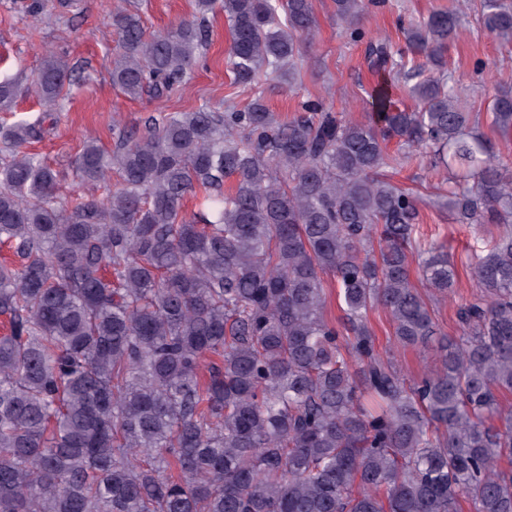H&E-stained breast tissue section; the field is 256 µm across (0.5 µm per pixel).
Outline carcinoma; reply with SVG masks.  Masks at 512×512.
I'll return each instance as SVG.
<instances>
[{
  "instance_id": "1",
  "label": "carcinoma",
  "mask_w": 512,
  "mask_h": 512,
  "mask_svg": "<svg viewBox=\"0 0 512 512\" xmlns=\"http://www.w3.org/2000/svg\"><path fill=\"white\" fill-rule=\"evenodd\" d=\"M332 3L364 40L365 0ZM15 5L35 18L82 8ZM217 12L231 84L252 102L151 115L110 155L84 142L74 176L101 196L61 199L59 173L26 151L43 119L0 126L12 251L0 263V512H512V409L499 400L512 393V166L448 74L457 15L409 21L403 50L369 40V68L411 83L415 101L401 109L379 91L373 123L322 99L287 119L263 103L260 77L288 84L301 68L311 0H194L151 36L120 3L112 85L130 98L184 85ZM481 21L512 41V7L481 0ZM70 71L43 53L32 87L45 116L67 100ZM17 99L1 80L0 112ZM490 114L511 133L512 93ZM392 140L409 149L398 164L424 146L453 170L443 198L461 223L503 226L471 264L484 294L459 307L458 340L416 381L375 350L368 313L425 349L437 329L413 274L445 298L457 271L417 235V195L380 174ZM199 192L204 210L190 214ZM326 273L339 327L324 315Z\"/></svg>"
}]
</instances>
